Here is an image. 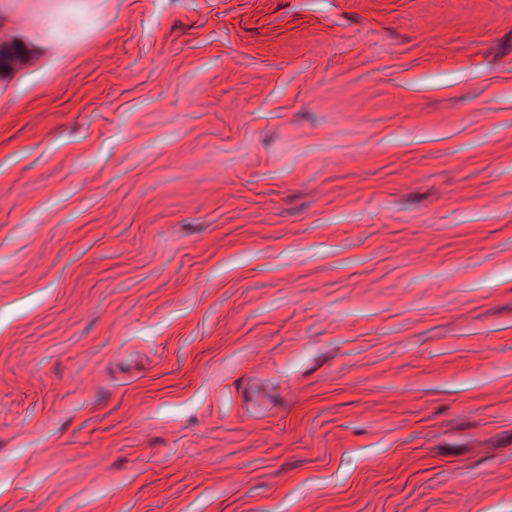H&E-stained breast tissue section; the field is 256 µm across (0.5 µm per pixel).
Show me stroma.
<instances>
[{"label":"stroma","mask_w":512,"mask_h":512,"mask_svg":"<svg viewBox=\"0 0 512 512\" xmlns=\"http://www.w3.org/2000/svg\"><path fill=\"white\" fill-rule=\"evenodd\" d=\"M0 512H512V0H0Z\"/></svg>","instance_id":"35a3bbf8"}]
</instances>
